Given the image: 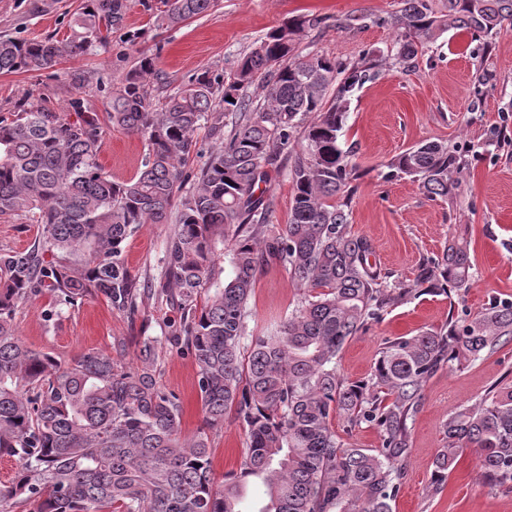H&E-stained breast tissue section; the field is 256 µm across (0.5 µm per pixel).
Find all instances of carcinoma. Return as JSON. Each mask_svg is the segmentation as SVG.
Returning a JSON list of instances; mask_svg holds the SVG:
<instances>
[{"label": "carcinoma", "instance_id": "carcinoma-1", "mask_svg": "<svg viewBox=\"0 0 512 512\" xmlns=\"http://www.w3.org/2000/svg\"><path fill=\"white\" fill-rule=\"evenodd\" d=\"M164 2L171 26L212 6ZM400 4L377 23L395 30L394 60L405 68L441 31L491 38L512 24V0H448L446 13L435 0ZM126 10L127 0H86L65 39L0 36V73L45 71L102 45ZM324 24L320 16L288 21L232 73L203 69L158 108L149 92L159 76L155 58L139 56L110 101L112 125L147 144L142 169L127 181L100 165L104 130L80 100L71 102L74 120L31 98L0 115V215L38 226L28 248L0 252V456L17 462L0 488V512L11 501L33 512H240V497L256 479L267 495L258 512H391L426 382L512 337V300L494 298L445 328L385 342L362 380L338 374L345 343L413 289L385 290L372 242L348 229L361 173L340 137L354 91L388 60L355 65L292 54L300 33ZM221 112L229 132L214 122L219 146L187 172L195 132ZM300 128L288 224L269 235L268 167ZM463 153L445 142L420 143L387 163L386 178L417 179L429 195L446 198L461 185ZM146 224L170 225L159 278L150 283L123 258L126 240ZM270 263L283 266L304 297L276 332L251 337L246 352L248 301ZM472 269L468 238L459 233L440 256L419 264L415 284L449 296L469 287ZM156 286L180 311L175 344L197 366L204 416L191 438L182 434L178 399L154 377L158 339L143 340L134 367L103 350L65 364L22 344L14 329L18 306L44 291L55 297L48 321L88 297L133 318ZM230 411L244 425L246 448L238 469L218 480L208 431L224 426ZM337 416L351 431L376 427L381 447L341 441L332 429ZM442 433L433 491L468 451L485 482L512 483V386L452 412Z\"/></svg>", "mask_w": 512, "mask_h": 512}]
</instances>
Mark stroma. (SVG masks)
<instances>
[{"mask_svg":"<svg viewBox=\"0 0 512 512\" xmlns=\"http://www.w3.org/2000/svg\"><path fill=\"white\" fill-rule=\"evenodd\" d=\"M83 2L0 0V35L66 37ZM127 4L105 45L47 71L0 75V111L33 96L65 113L78 97L86 111L106 124L110 93L140 55L156 59L162 78L152 81L150 92L158 100L201 69L229 74L241 53L298 15L327 19L326 26L305 30L296 40L298 54L355 62L367 51L383 56L396 51L395 34L382 19L398 10L399 0H214L206 15L173 28L162 21V0ZM76 72L90 73L92 84L76 90L71 83ZM340 140L343 147L353 148L365 172L351 200L349 228L372 241L388 284L411 286L418 264L440 254L460 229L470 241L475 272L470 288L455 299L414 290L380 322L351 338L339 355L338 371L344 379L357 380L371 372L384 342L445 326L454 311L478 313L492 298L512 299V26L503 27L488 46L453 29L440 33L419 51L413 68L393 67L354 94ZM428 141L479 149L468 160L460 188L445 199L429 197L419 181L384 177L388 160ZM146 150L143 139L108 128L99 161L113 179L127 180L140 171ZM290 165L289 156H283L269 168L272 234L288 222L294 196ZM167 232V225L148 224L125 243V262L132 273L158 275ZM301 297L282 266H263L249 300V333L270 332ZM52 301L45 292L21 305L15 332L27 347L69 364L86 353L107 350L125 365H135L137 341L159 337L162 327L179 321L176 307L156 291L143 297L132 318L111 310L103 299L89 297L49 322L44 313ZM156 379L179 398L183 432L193 436L203 418L194 361L173 342L162 341ZM511 383L512 338L494 354L440 369L427 381L409 423V458L391 512H512V487L489 486L472 454L460 459L441 492L430 490L449 414L478 402L491 387ZM209 446L215 475L237 469L245 436L233 415H226L223 428L210 431Z\"/></svg>","mask_w":512,"mask_h":512,"instance_id":"obj_1","label":"stroma"}]
</instances>
